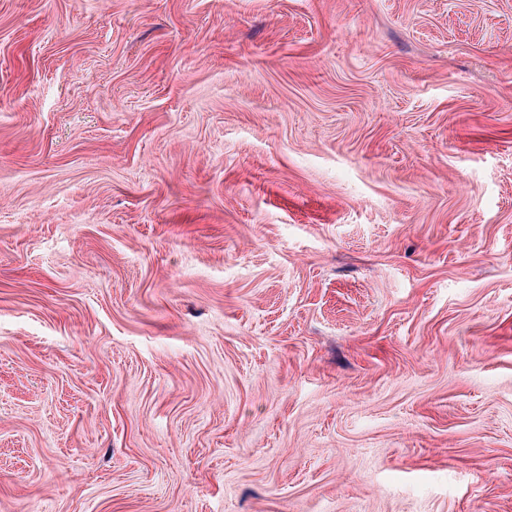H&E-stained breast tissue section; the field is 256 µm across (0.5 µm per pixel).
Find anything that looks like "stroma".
Segmentation results:
<instances>
[{"instance_id": "1", "label": "stroma", "mask_w": 512, "mask_h": 512, "mask_svg": "<svg viewBox=\"0 0 512 512\" xmlns=\"http://www.w3.org/2000/svg\"><path fill=\"white\" fill-rule=\"evenodd\" d=\"M0 512H512V0H0Z\"/></svg>"}]
</instances>
